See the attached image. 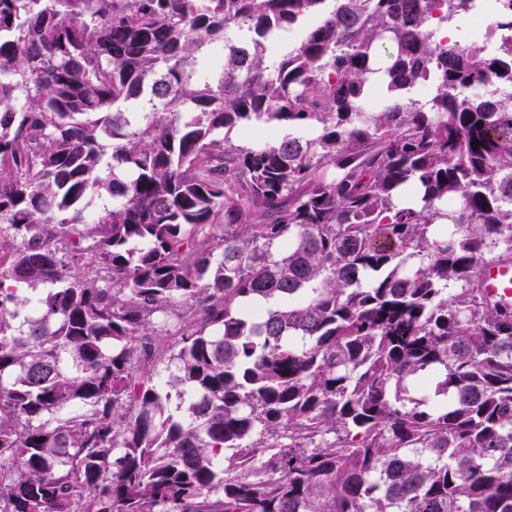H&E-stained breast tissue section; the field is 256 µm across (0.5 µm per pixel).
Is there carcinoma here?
Wrapping results in <instances>:
<instances>
[{
	"label": "carcinoma",
	"instance_id": "carcinoma-1",
	"mask_svg": "<svg viewBox=\"0 0 512 512\" xmlns=\"http://www.w3.org/2000/svg\"><path fill=\"white\" fill-rule=\"evenodd\" d=\"M466 8L0 0V512H512V41L436 39ZM480 278L482 288L492 298L512 300V263L510 261L484 266Z\"/></svg>",
	"mask_w": 512,
	"mask_h": 512
}]
</instances>
